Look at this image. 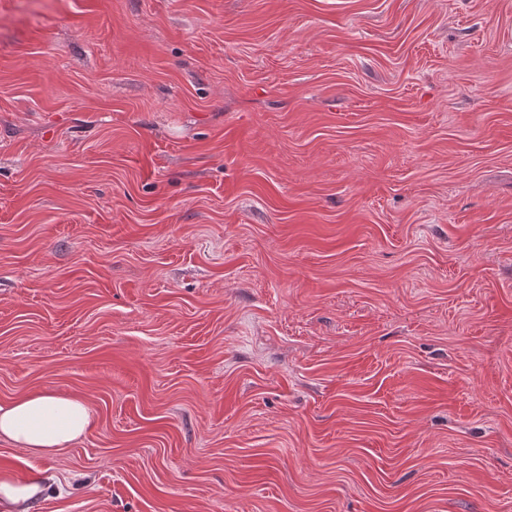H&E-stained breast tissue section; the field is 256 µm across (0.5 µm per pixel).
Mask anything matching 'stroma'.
<instances>
[{
    "label": "stroma",
    "mask_w": 512,
    "mask_h": 512,
    "mask_svg": "<svg viewBox=\"0 0 512 512\" xmlns=\"http://www.w3.org/2000/svg\"><path fill=\"white\" fill-rule=\"evenodd\" d=\"M27 512H512V0H0V402ZM91 413L84 400L52 394L0 402V439L41 454H52L77 441Z\"/></svg>",
    "instance_id": "obj_1"
}]
</instances>
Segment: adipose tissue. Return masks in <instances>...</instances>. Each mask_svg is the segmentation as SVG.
<instances>
[{
    "instance_id": "adipose-tissue-1",
    "label": "adipose tissue",
    "mask_w": 512,
    "mask_h": 512,
    "mask_svg": "<svg viewBox=\"0 0 512 512\" xmlns=\"http://www.w3.org/2000/svg\"><path fill=\"white\" fill-rule=\"evenodd\" d=\"M90 419L89 408L80 398L29 395L0 402V439L48 455L77 441Z\"/></svg>"
}]
</instances>
